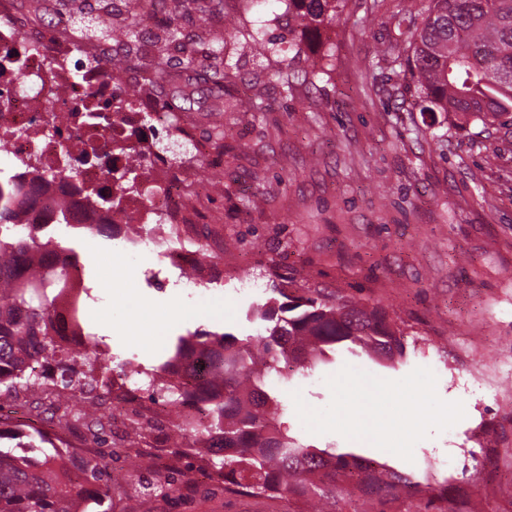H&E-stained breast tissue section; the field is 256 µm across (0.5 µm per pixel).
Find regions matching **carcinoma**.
<instances>
[{"label": "carcinoma", "mask_w": 512, "mask_h": 512, "mask_svg": "<svg viewBox=\"0 0 512 512\" xmlns=\"http://www.w3.org/2000/svg\"><path fill=\"white\" fill-rule=\"evenodd\" d=\"M185 0H128L118 17L112 0H101L100 15L69 18L70 33L115 43L119 50L107 63L114 68L138 61L137 77L178 119L186 108L174 104L193 99L201 83L211 85L213 112H265L261 96L244 99L234 88L242 75L238 58L261 56L282 92L296 83L315 84L324 70L302 75L281 67L283 48L262 38L258 28L224 11V34L208 41V53L222 66L200 64L196 39L169 22L154 31L147 19ZM346 0H288V34L297 49L321 36L343 11ZM410 28L408 46L392 43L376 66L402 77L421 112L454 114L461 124L492 125L512 115V0H430L421 24L408 14L398 26ZM181 53L171 63L160 47ZM24 189L0 179V263L10 268V282H0V397L23 384L35 401L49 402L51 422L68 430L82 422L103 428V402L95 394L99 375L112 371V354L102 338L88 331L80 316L90 298L84 279H71L76 255L43 229L28 225L18 236L16 209ZM272 296L245 310L252 333L195 331L177 338L174 355L148 374V400L173 407L193 406L200 417L173 424V436L193 435L190 449L203 444L208 453L203 474L221 481L226 493L286 497L315 503L370 500L375 512H402L416 501V512H457L448 479L419 477L385 463L367 460L353 450L316 448L293 436L284 425L288 392L295 376L336 358L371 360L395 369L406 362L403 333L381 307L353 296L330 298L318 290L288 291L291 280L269 274ZM197 356L214 362L211 377L198 386L185 378ZM16 441L14 451L0 449V512H87L89 504L112 489V462L104 455L84 456L55 433L50 435L0 415V441ZM54 449L41 453L42 445ZM195 482L191 470L170 468L156 475L151 503L167 501Z\"/></svg>", "instance_id": "1"}]
</instances>
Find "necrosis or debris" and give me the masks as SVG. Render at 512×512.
I'll return each instance as SVG.
<instances>
[{"label":"necrosis or debris","instance_id":"necrosis-or-debris-1","mask_svg":"<svg viewBox=\"0 0 512 512\" xmlns=\"http://www.w3.org/2000/svg\"><path fill=\"white\" fill-rule=\"evenodd\" d=\"M17 68L26 88L16 85ZM155 126L178 135L184 129L131 82H118L98 54L62 33L44 37L12 0H0V177L41 188L25 223H55L64 202L72 224H145L154 251L182 270L196 258L190 227L200 214L198 171L222 162L202 150L198 166L173 170L156 154ZM131 148L141 157L136 190L118 179ZM62 163L71 178L47 180Z\"/></svg>","mask_w":512,"mask_h":512}]
</instances>
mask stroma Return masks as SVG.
<instances>
[{
	"mask_svg": "<svg viewBox=\"0 0 512 512\" xmlns=\"http://www.w3.org/2000/svg\"><path fill=\"white\" fill-rule=\"evenodd\" d=\"M428 0H347L317 45L282 60L291 69L324 67L316 86L281 95L275 78L250 79L262 62L246 55L240 96L260 91L267 112H226L232 135L222 182L202 200L209 221L201 242L220 261L224 280L190 285L147 245L124 252L133 270L109 293L86 300L82 319L111 348L125 385L143 386L146 371L174 353L177 337L201 331L241 332L242 312L268 297V273L296 286L352 295L385 308L404 335L409 365L397 370L368 360L340 361L295 378L297 412L288 426L318 448L355 452L417 475L447 479L470 496V512H512V118L455 127L444 114L420 112L395 95L399 79L373 67L376 51L398 39L396 17L424 16ZM284 0L263 6L233 0L232 12L266 22L268 38L287 41L275 24ZM213 97L200 85L190 103V139L161 140L173 165L192 163L214 120ZM259 193L260 208L244 206ZM94 286L116 249L111 241L59 226ZM220 305L215 322L181 321L179 307ZM159 323L156 336H126L120 326ZM366 373L390 393L365 405L352 386ZM370 423L368 436L356 424ZM164 436L117 451L114 475L173 463ZM480 492H472V484ZM163 512H293L287 499L225 493L221 484L184 488Z\"/></svg>",
	"mask_w": 512,
	"mask_h": 512,
	"instance_id": "35a3bbf8",
	"label": "stroma"
}]
</instances>
